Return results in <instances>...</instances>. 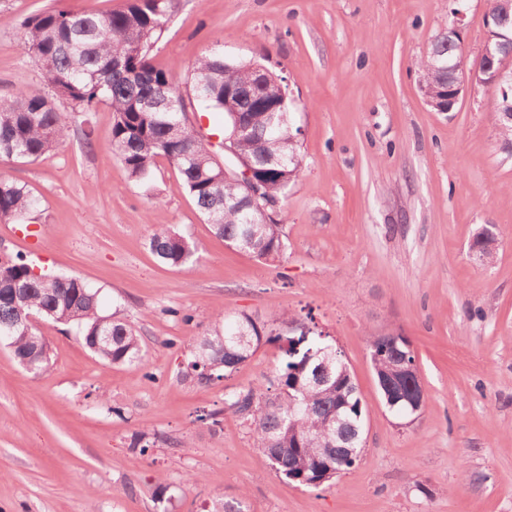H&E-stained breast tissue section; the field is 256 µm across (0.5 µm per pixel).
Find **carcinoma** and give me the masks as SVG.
Instances as JSON below:
<instances>
[{"label": "carcinoma", "instance_id": "cac0c4a2", "mask_svg": "<svg viewBox=\"0 0 512 512\" xmlns=\"http://www.w3.org/2000/svg\"><path fill=\"white\" fill-rule=\"evenodd\" d=\"M178 6L179 0H124L121 8L101 14L54 7L26 17L20 46L37 66L40 85L0 95V159L32 163L63 145L70 126L57 103L85 114L105 105L113 116L109 150L128 179L147 181L157 160H166L218 237L243 253L277 262L288 245L274 210L262 212L234 180L213 182L221 169L215 155L222 145L204 140L188 124L183 90L176 80L179 65L161 69L153 64V53ZM461 68H471L461 42L437 35L419 62L422 81L432 90L451 85ZM190 87L192 101L224 113L228 131L232 118L224 111V97L233 95L253 130L250 137L237 141L236 154L254 169L265 195L283 199L288 185L299 176L301 159L298 130L288 121L270 123L278 102L276 90L258 86L253 63L224 56L220 45L194 62ZM505 102L497 96L492 112L505 147L511 148L512 125L500 120ZM39 207L40 200L27 186L0 178V223L22 220ZM149 248L161 263L176 267L191 260L196 244L169 225L157 224ZM14 288L26 299L27 312L44 316L50 311V320L75 326L85 339L98 332L111 334L112 344L95 351L101 359L116 366L144 367L142 337L117 316L101 314L96 291L77 277L38 275L19 256L0 261V332H11L14 355H39L38 367L49 365L46 337L18 322L19 304L6 295ZM274 340L267 322L249 315L229 321L221 310L208 333L192 344L187 375L200 384L225 379ZM367 346L380 396L388 393L400 399L389 412L414 418L408 400L419 387L413 375L396 372L404 360L418 368L407 336L397 330L372 334ZM306 351L310 352L306 365L304 357L285 353L274 391L260 386L232 391L224 410L254 426L258 448L276 473L317 488L360 459L366 410L341 350L318 340ZM328 355L329 376L311 383ZM336 416L344 423L343 449L336 447V439L329 438L327 431L329 420Z\"/></svg>", "mask_w": 512, "mask_h": 512}]
</instances>
